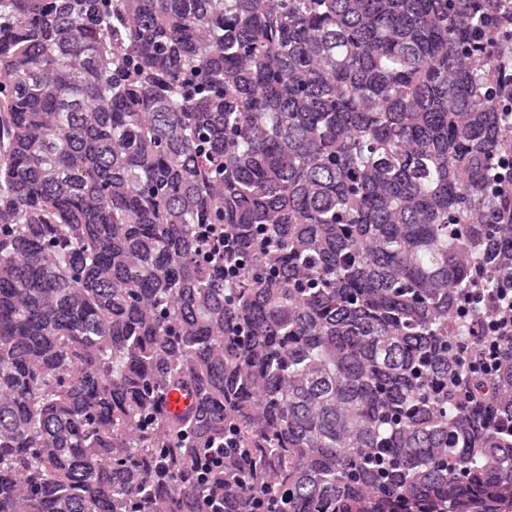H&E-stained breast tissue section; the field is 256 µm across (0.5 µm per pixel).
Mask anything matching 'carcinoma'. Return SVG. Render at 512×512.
<instances>
[{
  "label": "carcinoma",
  "mask_w": 512,
  "mask_h": 512,
  "mask_svg": "<svg viewBox=\"0 0 512 512\" xmlns=\"http://www.w3.org/2000/svg\"><path fill=\"white\" fill-rule=\"evenodd\" d=\"M511 31L0 0V512H512Z\"/></svg>",
  "instance_id": "1"
}]
</instances>
